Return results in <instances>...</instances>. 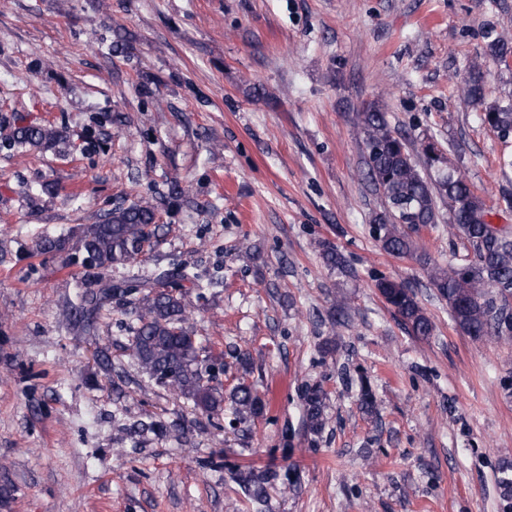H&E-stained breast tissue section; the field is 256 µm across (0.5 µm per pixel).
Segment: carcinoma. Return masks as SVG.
I'll use <instances>...</instances> for the list:
<instances>
[{
	"label": "carcinoma",
	"instance_id": "obj_1",
	"mask_svg": "<svg viewBox=\"0 0 512 512\" xmlns=\"http://www.w3.org/2000/svg\"><path fill=\"white\" fill-rule=\"evenodd\" d=\"M485 39L484 53L501 62L512 55V44L496 30H489ZM461 92L468 102L484 105L479 63H472ZM480 120L504 139L512 135L511 104L485 105ZM357 127L364 157L362 179L383 199L380 210L369 218L373 238L387 253L411 256L426 267L432 288L448 302V313L459 331L475 340L490 336L511 343L512 226L488 221L490 208L439 142L426 136L421 139V151L414 152L412 143L374 103L357 113ZM61 140L62 133L54 126L15 124L3 146L48 148ZM442 207L448 209V236L461 240L469 251L463 263L438 264L418 245L420 228L436 227ZM157 212L158 201L153 196L117 205L95 223L81 224L65 237L39 238L32 253H65L67 264L81 267L92 277L91 289L80 305L65 309L77 331L89 332L100 312L114 301L133 305L136 323L130 328L129 356L149 381L192 401L209 415L229 410L230 426L245 425L263 413V400L244 382L227 395L213 384L216 364L187 325L186 305L177 295L185 282L203 290L219 281L204 283L198 273L179 264L150 275L135 270L138 258L156 245L164 229L157 223ZM322 258L339 273H351L336 246L322 245ZM120 269L126 277L112 279V271ZM375 287L409 334L434 335V323L408 283L379 278ZM359 384V408L371 413L375 395L364 378H359ZM326 399L318 385L304 391L303 422L311 433L319 434L324 428ZM233 478L255 512H264L269 489L282 478L290 479V472L248 468L234 471Z\"/></svg>",
	"mask_w": 512,
	"mask_h": 512
}]
</instances>
